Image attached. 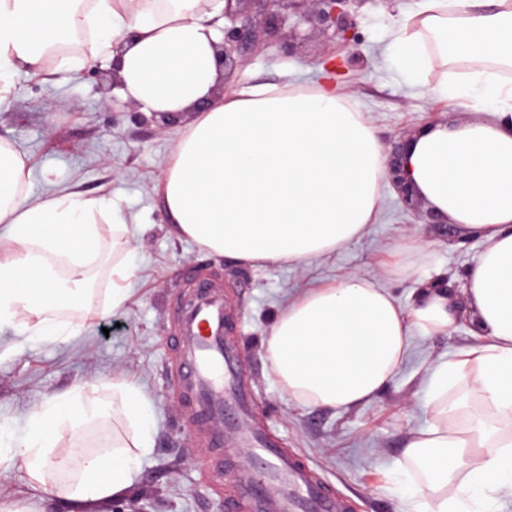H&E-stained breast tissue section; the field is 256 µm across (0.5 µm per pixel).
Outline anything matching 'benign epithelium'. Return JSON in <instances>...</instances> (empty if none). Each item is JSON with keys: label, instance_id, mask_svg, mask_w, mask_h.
I'll use <instances>...</instances> for the list:
<instances>
[{"label": "benign epithelium", "instance_id": "1", "mask_svg": "<svg viewBox=\"0 0 512 512\" xmlns=\"http://www.w3.org/2000/svg\"><path fill=\"white\" fill-rule=\"evenodd\" d=\"M362 2L364 0H225L224 18L229 25L224 27V42L219 49L224 77L216 90H224L234 73L243 66L241 49L248 43L275 37L288 52L297 51L293 30L285 29L286 22L293 17L308 23L315 37L326 35L343 42L354 40V16ZM254 5L263 12V21L258 26L252 21ZM388 178L408 205L424 202L405 177L401 156L390 160Z\"/></svg>", "mask_w": 512, "mask_h": 512}]
</instances>
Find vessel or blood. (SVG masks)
<instances>
[{
  "mask_svg": "<svg viewBox=\"0 0 512 512\" xmlns=\"http://www.w3.org/2000/svg\"><path fill=\"white\" fill-rule=\"evenodd\" d=\"M174 318L188 429L212 449L213 479L223 478L228 463L239 478L240 496L227 512H352L350 499L325 492L308 466L253 423L238 354L227 341L232 324L222 288L199 283Z\"/></svg>",
  "mask_w": 512,
  "mask_h": 512,
  "instance_id": "vessel-or-blood-1",
  "label": "vessel or blood"
}]
</instances>
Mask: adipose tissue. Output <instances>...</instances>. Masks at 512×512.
Here are the masks:
<instances>
[{"mask_svg":"<svg viewBox=\"0 0 512 512\" xmlns=\"http://www.w3.org/2000/svg\"><path fill=\"white\" fill-rule=\"evenodd\" d=\"M224 0H0V98L26 69L116 61L119 93L145 112L189 111L161 182L178 237L238 264H300L341 250L377 218L385 156L369 118L331 80L311 88L255 84L214 93ZM87 37L68 57L56 44ZM389 55L411 81L440 68L438 97L476 99L486 118L422 128L404 170L440 217L482 241L465 296L485 344L432 372V423L412 431L403 457L412 512H494L512 497V0H414L393 22ZM26 160L0 140V333L14 343H68L95 304L92 273L105 247L131 251L141 225L107 195L61 188L30 198ZM134 269L113 263L103 311L123 308ZM456 316L443 283L403 309L356 273L301 292L265 342L281 390L344 411L369 403L409 357L415 338L446 333ZM112 400H105V393ZM129 441L67 462L109 414ZM152 405L116 376L46 398L23 435L0 430V470L23 472L40 502L97 512L137 486L154 446Z\"/></svg>","mask_w":512,"mask_h":512,"instance_id":"adipose-tissue-1","label":"adipose tissue"}]
</instances>
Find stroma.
<instances>
[{
    "label": "stroma",
    "mask_w": 512,
    "mask_h": 512,
    "mask_svg": "<svg viewBox=\"0 0 512 512\" xmlns=\"http://www.w3.org/2000/svg\"><path fill=\"white\" fill-rule=\"evenodd\" d=\"M411 0H364L357 13V40L347 45L309 38L290 54L266 41L244 51L245 63L231 90L252 84L311 87L322 67L341 60L332 80L370 118L384 154L405 134L439 121L459 122L479 114L476 100L445 101L412 85L385 48L393 18ZM96 61L40 76L19 71L10 95L0 100V138L29 161L31 198L71 188L118 200L130 223L146 230L127 253L136 270L123 309L92 314L81 337L62 345L37 340L0 354V425L22 434L25 415L47 397L78 383L119 375L142 386L153 402L155 449L142 463L140 483L129 498L102 512H224L237 478L210 477V451L186 426L185 402L176 372L173 310L201 279L222 287L233 328L241 379L248 386L258 424L278 447L308 464L332 494L352 500L354 512H402L401 464L406 435L431 422L428 385L433 368L483 338L467 313L463 278L478 256L480 239L464 237L459 225L435 224L405 205L392 184L366 234L336 253L301 265L243 266L209 257L194 242L171 232L160 183L188 112L167 121L118 99L104 104ZM420 239L427 258L413 274L387 271V251L408 236ZM377 279L400 306H408L423 283L444 279L459 314L447 334L418 339L409 359L373 401L350 411L308 406L286 396L270 372L263 340L288 300L303 290L347 273Z\"/></svg>",
    "instance_id": "obj_1"
}]
</instances>
